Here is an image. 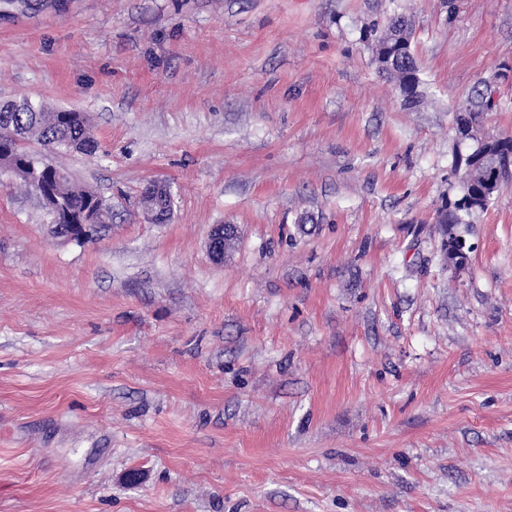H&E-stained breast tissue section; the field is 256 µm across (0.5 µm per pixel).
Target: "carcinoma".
<instances>
[{
  "mask_svg": "<svg viewBox=\"0 0 512 512\" xmlns=\"http://www.w3.org/2000/svg\"><path fill=\"white\" fill-rule=\"evenodd\" d=\"M374 62L379 70L396 78L406 103L415 105L420 102L411 32L404 18L394 19L378 37ZM496 106L494 89L487 86L476 91L468 105L457 111V131L474 144H479L481 139L477 136L476 125L480 114ZM63 137L71 141L73 151L90 152L95 148L88 132V119L83 112L72 109L49 110L30 98L0 103V156L10 166L20 170L25 165L33 163L38 166L41 162L48 161L47 154L62 152L58 139ZM32 142L43 147L45 152L32 149ZM467 150H472V147H467ZM465 151L458 150L453 158V175L470 183V199L474 200V204L448 199L440 216L442 224H469L474 216L486 211L494 199V195L487 192L484 186V171L470 169L462 162ZM58 190L66 207L76 219L93 207L97 208L99 219L108 210L97 193L75 185L67 176L63 177V183L59 184Z\"/></svg>",
  "mask_w": 512,
  "mask_h": 512,
  "instance_id": "cac0c4a2",
  "label": "carcinoma"
}]
</instances>
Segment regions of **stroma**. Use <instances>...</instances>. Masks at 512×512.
<instances>
[{
  "instance_id": "1",
  "label": "stroma",
  "mask_w": 512,
  "mask_h": 512,
  "mask_svg": "<svg viewBox=\"0 0 512 512\" xmlns=\"http://www.w3.org/2000/svg\"><path fill=\"white\" fill-rule=\"evenodd\" d=\"M409 19L416 108L374 63ZM512 0H70L0 20V101L84 243L0 169V512H512V176L442 252L455 112L512 135ZM168 186V222L140 195ZM238 227L228 258L207 242ZM66 137L71 148H60L58 139ZM37 143L47 152H92L94 141L89 136L88 119L84 112L73 109L49 110L30 98L0 103V153L5 164L19 170L18 178L32 194L35 182L27 180L22 173L24 165L41 162L49 164L58 172L63 171L53 165L41 151L34 150L30 143ZM3 148V151H2ZM10 167V169H12ZM62 179L64 182L59 184L58 190L72 216L78 220L84 211L99 206L97 218L100 224L104 212L108 210L107 205L103 203V198H99L100 196L93 191L75 185L68 175L63 176ZM99 224H68L70 225L68 232L57 236L50 232V235L62 242H78L89 238L92 233H96ZM236 231L234 224H219L215 227L208 241V251L214 260L224 261L228 254L227 240L235 239Z\"/></svg>"
}]
</instances>
